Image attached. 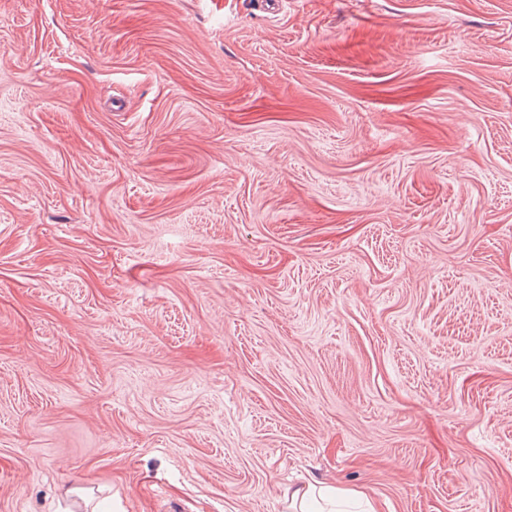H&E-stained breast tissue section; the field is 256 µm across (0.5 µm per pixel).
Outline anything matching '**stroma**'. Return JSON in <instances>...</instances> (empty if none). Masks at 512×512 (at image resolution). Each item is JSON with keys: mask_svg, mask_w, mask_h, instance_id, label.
<instances>
[{"mask_svg": "<svg viewBox=\"0 0 512 512\" xmlns=\"http://www.w3.org/2000/svg\"><path fill=\"white\" fill-rule=\"evenodd\" d=\"M512 512V0H0V512ZM285 498L290 512H347L342 508L355 500H364L367 508L364 512H377L361 491L317 484L308 480L293 488L288 487Z\"/></svg>", "mask_w": 512, "mask_h": 512, "instance_id": "1", "label": "stroma"}]
</instances>
